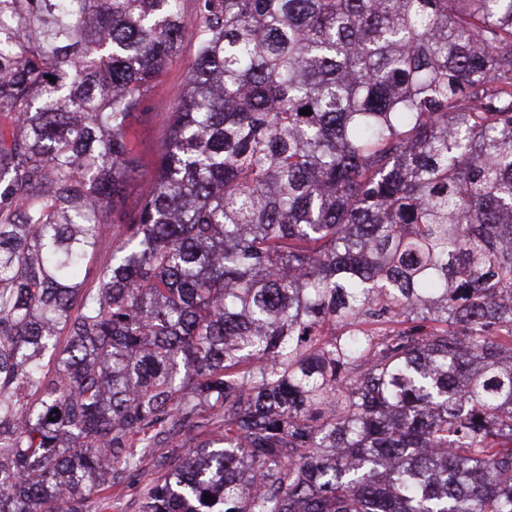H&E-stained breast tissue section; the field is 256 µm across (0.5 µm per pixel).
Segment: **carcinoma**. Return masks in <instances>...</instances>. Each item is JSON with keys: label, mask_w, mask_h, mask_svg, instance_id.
Returning a JSON list of instances; mask_svg holds the SVG:
<instances>
[{"label": "carcinoma", "mask_w": 512, "mask_h": 512, "mask_svg": "<svg viewBox=\"0 0 512 512\" xmlns=\"http://www.w3.org/2000/svg\"><path fill=\"white\" fill-rule=\"evenodd\" d=\"M184 2L0 0V512H512V0ZM193 55V43L186 39L180 56L167 67L160 88L148 100L147 112H151V119L135 130L134 142L139 165L127 182L123 208L111 216L115 228L120 224H128L129 219L135 215L141 191L153 176L159 158L158 150L165 134V119L182 96L186 72Z\"/></svg>", "instance_id": "cac0c4a2"}]
</instances>
